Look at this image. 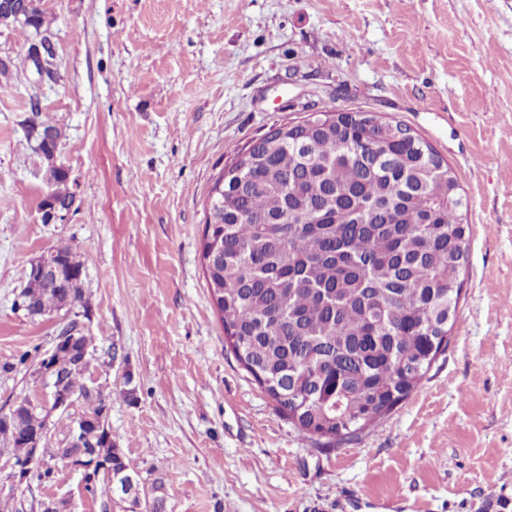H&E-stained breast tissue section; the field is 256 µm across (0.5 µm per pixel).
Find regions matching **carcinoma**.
Instances as JSON below:
<instances>
[{
	"label": "carcinoma",
	"instance_id": "carcinoma-1",
	"mask_svg": "<svg viewBox=\"0 0 512 512\" xmlns=\"http://www.w3.org/2000/svg\"><path fill=\"white\" fill-rule=\"evenodd\" d=\"M21 19L0 13V27L19 25L41 47L50 70L56 51L38 0H17ZM324 128L304 122L288 142L255 147L258 162L230 180L224 213L205 224L202 251H224L205 268L225 344L301 436L345 441L389 415L448 348V311L457 308L468 254L451 167L420 138H377L373 112H325ZM55 123L32 113L27 135ZM47 194L72 197L68 170L42 151ZM81 276L66 288L43 285L39 314L82 302ZM54 358L65 389L84 397L89 365L60 348ZM100 398L87 424L101 435L49 448L52 458L86 465L101 457L128 473L108 438Z\"/></svg>",
	"mask_w": 512,
	"mask_h": 512
}]
</instances>
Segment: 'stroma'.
<instances>
[{
  "label": "stroma",
  "mask_w": 512,
  "mask_h": 512,
  "mask_svg": "<svg viewBox=\"0 0 512 512\" xmlns=\"http://www.w3.org/2000/svg\"><path fill=\"white\" fill-rule=\"evenodd\" d=\"M57 54L39 81L25 29H0V414L51 389L40 360L77 324L85 384L130 472L163 512H512V0H40ZM374 112L454 170L470 245L448 348L357 438L317 448L224 344L201 260L214 178L306 105ZM64 132L81 200L41 221L32 106ZM66 243L84 301L33 317L30 262ZM0 446V512H147L16 481Z\"/></svg>",
  "instance_id": "obj_1"
}]
</instances>
